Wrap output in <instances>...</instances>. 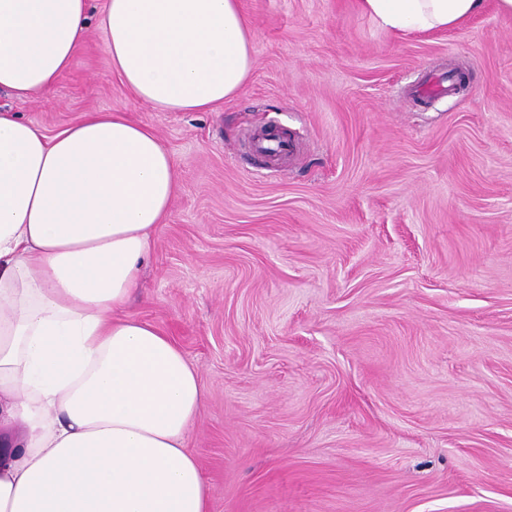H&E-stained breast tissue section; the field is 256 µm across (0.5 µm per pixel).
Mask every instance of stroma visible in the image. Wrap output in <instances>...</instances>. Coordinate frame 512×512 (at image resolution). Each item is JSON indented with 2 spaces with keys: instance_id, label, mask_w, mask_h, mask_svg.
Instances as JSON below:
<instances>
[{
  "instance_id": "obj_1",
  "label": "stroma",
  "mask_w": 512,
  "mask_h": 512,
  "mask_svg": "<svg viewBox=\"0 0 512 512\" xmlns=\"http://www.w3.org/2000/svg\"><path fill=\"white\" fill-rule=\"evenodd\" d=\"M241 6L254 71L217 111L132 98L105 0L46 94L0 90L47 134L126 113L175 160L127 311L200 375L210 512H512V16L400 37L358 0ZM270 124L300 145L278 167L247 142Z\"/></svg>"
}]
</instances>
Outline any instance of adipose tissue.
<instances>
[{
	"label": "adipose tissue",
	"mask_w": 512,
	"mask_h": 512,
	"mask_svg": "<svg viewBox=\"0 0 512 512\" xmlns=\"http://www.w3.org/2000/svg\"><path fill=\"white\" fill-rule=\"evenodd\" d=\"M484 0H359L385 32L457 28ZM87 0H0V88L34 98L73 62ZM112 68L163 112L212 111L254 68L240 0H107ZM156 134L91 112L46 135L0 109V512H210L187 446L203 388L125 309L174 191Z\"/></svg>",
	"instance_id": "obj_1"
}]
</instances>
